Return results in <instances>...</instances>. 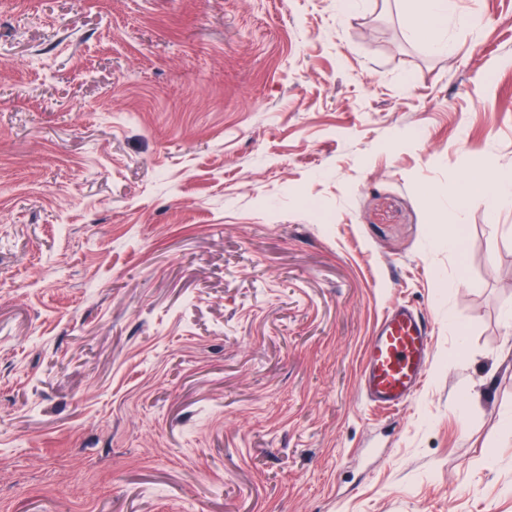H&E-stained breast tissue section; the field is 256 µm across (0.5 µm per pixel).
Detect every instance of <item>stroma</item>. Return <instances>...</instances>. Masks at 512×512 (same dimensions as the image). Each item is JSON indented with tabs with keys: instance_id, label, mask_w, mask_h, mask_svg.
Segmentation results:
<instances>
[{
	"instance_id": "obj_1",
	"label": "stroma",
	"mask_w": 512,
	"mask_h": 512,
	"mask_svg": "<svg viewBox=\"0 0 512 512\" xmlns=\"http://www.w3.org/2000/svg\"><path fill=\"white\" fill-rule=\"evenodd\" d=\"M448 44L409 0H0V512H512V206L454 207L512 176V0ZM458 204L461 207L473 203L495 207L512 202L511 183L503 182L490 173L466 172L457 180ZM431 323L417 307L392 306L366 352L362 390L372 404L400 408L421 388L431 355Z\"/></svg>"
}]
</instances>
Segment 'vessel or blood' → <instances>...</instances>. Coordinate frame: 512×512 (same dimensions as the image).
I'll return each mask as SVG.
<instances>
[{
    "label": "vessel or blood",
    "instance_id": "vessel-or-blood-1",
    "mask_svg": "<svg viewBox=\"0 0 512 512\" xmlns=\"http://www.w3.org/2000/svg\"><path fill=\"white\" fill-rule=\"evenodd\" d=\"M431 323L417 307L392 306L366 352L362 390L373 404L400 408L421 388L431 355Z\"/></svg>",
    "mask_w": 512,
    "mask_h": 512
}]
</instances>
